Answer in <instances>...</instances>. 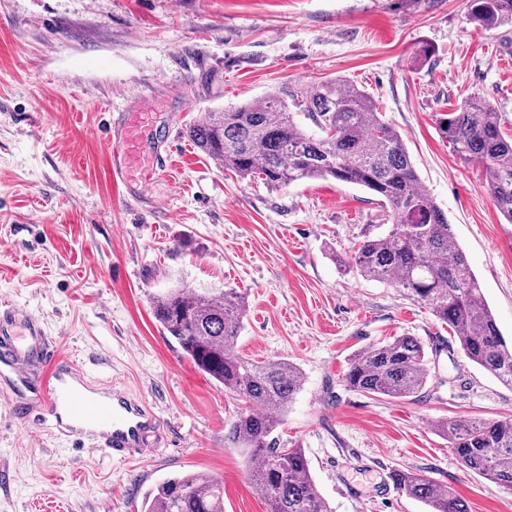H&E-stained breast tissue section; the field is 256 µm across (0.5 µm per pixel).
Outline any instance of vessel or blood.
<instances>
[{
	"instance_id": "vessel-or-blood-1",
	"label": "vessel or blood",
	"mask_w": 512,
	"mask_h": 512,
	"mask_svg": "<svg viewBox=\"0 0 512 512\" xmlns=\"http://www.w3.org/2000/svg\"><path fill=\"white\" fill-rule=\"evenodd\" d=\"M152 109L149 101L140 100L138 111L107 130L113 180L137 185L142 194L146 183L134 179L140 162H147L155 173L168 168L167 156L143 158L136 151L140 119ZM32 361L50 366L49 376L41 382L31 379ZM0 398L17 419L26 421L36 412H46L57 431L112 459L144 458L157 427L149 406L111 389L95 388L80 367L53 350L39 319L12 305L0 307Z\"/></svg>"
}]
</instances>
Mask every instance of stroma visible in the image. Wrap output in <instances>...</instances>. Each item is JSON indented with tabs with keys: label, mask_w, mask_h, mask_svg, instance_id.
I'll return each instance as SVG.
<instances>
[{
	"label": "stroma",
	"mask_w": 512,
	"mask_h": 512,
	"mask_svg": "<svg viewBox=\"0 0 512 512\" xmlns=\"http://www.w3.org/2000/svg\"><path fill=\"white\" fill-rule=\"evenodd\" d=\"M470 13V0H0V304L34 313L55 350L158 418L153 454L120 461L0 404V512H142L159 482L191 473L223 480L224 512H267L246 456L224 442L245 402L153 315L152 296L170 288L247 295L237 351L300 369L279 436L304 449L331 512H426L388 484L411 471L470 512H512V493L466 469L437 430L512 418V388L425 307L335 262L387 229L376 197L333 179L243 181L186 135L201 112L322 80L366 90L511 340L512 224L484 171L461 163L436 125L475 93L512 134V25L486 30ZM424 46L432 56L420 63ZM142 97L157 110L140 149L172 155L146 201L113 181L106 144L112 119ZM181 240L191 247L175 252ZM402 335L429 354L417 396L346 387L354 353Z\"/></svg>",
	"instance_id": "1"
}]
</instances>
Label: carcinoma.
<instances>
[{
	"label": "carcinoma",
	"instance_id": "cac0c4a2",
	"mask_svg": "<svg viewBox=\"0 0 512 512\" xmlns=\"http://www.w3.org/2000/svg\"><path fill=\"white\" fill-rule=\"evenodd\" d=\"M471 19L482 28L512 22V0H472ZM300 114L314 130L297 122ZM437 128L463 162L484 169L496 208L512 223V136L503 131L499 113L488 101L469 97L440 114ZM187 136L243 180L281 188L303 179H334L370 191L391 228L360 242L349 265L428 308L470 362L512 388V342L501 334L400 134L368 93L345 80H329L295 92L289 101L270 96L203 112ZM247 307L246 295L233 288H174L153 298L157 322L184 355L249 403L224 439L245 453L251 488L268 512H330L304 449L289 448L278 436L284 412L301 389L298 368L284 360L254 362L236 352ZM429 375L423 343L398 336L355 353L345 383L363 394L404 399L420 393ZM439 428L465 468L512 491V419L445 420ZM396 486L427 512H469L464 499L421 473H398ZM144 512H224V484L201 473L169 478L149 494Z\"/></svg>",
	"mask_w": 512,
	"mask_h": 512
}]
</instances>
